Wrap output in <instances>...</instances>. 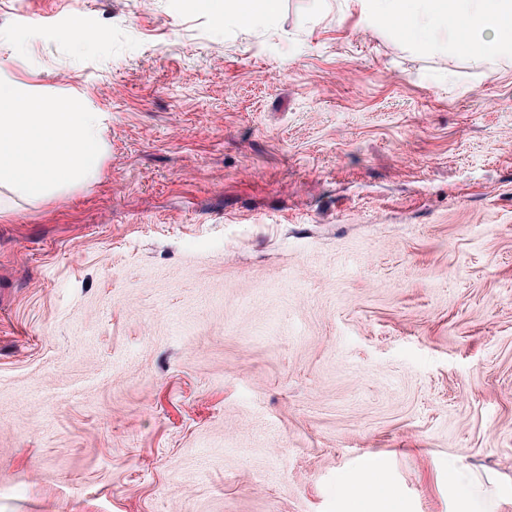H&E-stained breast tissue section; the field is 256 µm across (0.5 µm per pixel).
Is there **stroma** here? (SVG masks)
<instances>
[{
  "label": "stroma",
  "instance_id": "stroma-1",
  "mask_svg": "<svg viewBox=\"0 0 512 512\" xmlns=\"http://www.w3.org/2000/svg\"><path fill=\"white\" fill-rule=\"evenodd\" d=\"M357 0H0L104 115L0 220V512H512V62ZM234 1V2H233ZM209 7L217 14L224 11V18L226 13L232 9L235 12L241 23H248L251 19L253 10L259 9L263 13L272 14L278 10L279 0H207ZM233 2V3H231ZM260 5V8L257 6ZM370 473V468H367L363 477L344 485V493L353 502L352 508L356 512H365L366 502L382 496L379 484L371 479Z\"/></svg>",
  "mask_w": 512,
  "mask_h": 512
}]
</instances>
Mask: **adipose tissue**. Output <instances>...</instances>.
Listing matches in <instances>:
<instances>
[{"label": "adipose tissue", "instance_id": "adipose-tissue-1", "mask_svg": "<svg viewBox=\"0 0 512 512\" xmlns=\"http://www.w3.org/2000/svg\"><path fill=\"white\" fill-rule=\"evenodd\" d=\"M371 28L429 44L438 35L474 63L512 59V0H360Z\"/></svg>", "mask_w": 512, "mask_h": 512}]
</instances>
